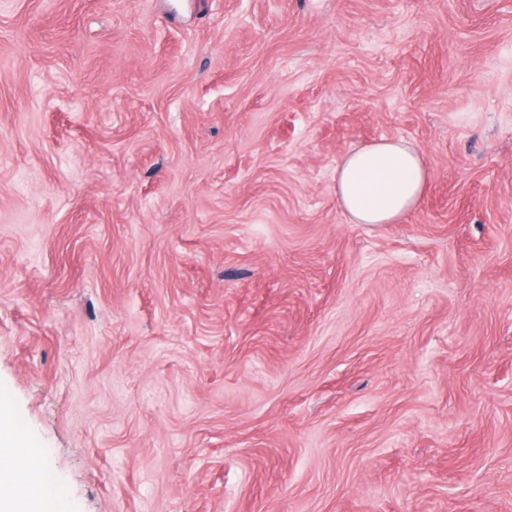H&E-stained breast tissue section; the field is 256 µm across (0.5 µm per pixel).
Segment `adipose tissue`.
Segmentation results:
<instances>
[{
  "instance_id": "obj_1",
  "label": "adipose tissue",
  "mask_w": 512,
  "mask_h": 512,
  "mask_svg": "<svg viewBox=\"0 0 512 512\" xmlns=\"http://www.w3.org/2000/svg\"><path fill=\"white\" fill-rule=\"evenodd\" d=\"M429 172L423 157L401 140L383 139L346 154L336 166V200L353 224H394L419 203ZM0 512H43L49 499L41 459L0 408Z\"/></svg>"
}]
</instances>
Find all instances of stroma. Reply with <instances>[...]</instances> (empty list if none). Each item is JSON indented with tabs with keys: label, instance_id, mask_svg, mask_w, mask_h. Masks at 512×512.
Wrapping results in <instances>:
<instances>
[{
	"label": "stroma",
	"instance_id": "stroma-1",
	"mask_svg": "<svg viewBox=\"0 0 512 512\" xmlns=\"http://www.w3.org/2000/svg\"><path fill=\"white\" fill-rule=\"evenodd\" d=\"M0 406L61 512H512V0H0ZM429 172L402 140L359 147L336 166V200L352 224L398 223L419 203Z\"/></svg>",
	"mask_w": 512,
	"mask_h": 512
}]
</instances>
